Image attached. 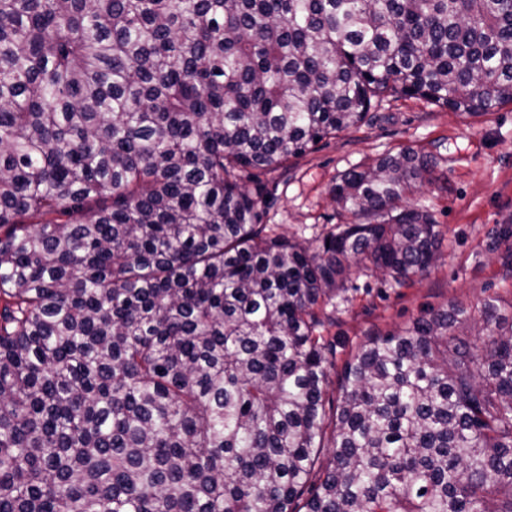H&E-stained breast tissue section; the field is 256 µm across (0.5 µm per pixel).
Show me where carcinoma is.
<instances>
[{
    "instance_id": "carcinoma-1",
    "label": "carcinoma",
    "mask_w": 512,
    "mask_h": 512,
    "mask_svg": "<svg viewBox=\"0 0 512 512\" xmlns=\"http://www.w3.org/2000/svg\"><path fill=\"white\" fill-rule=\"evenodd\" d=\"M386 97L512 103V0H0V512H512L497 299L326 398L351 268L440 255L431 157L342 174L369 221L313 250L262 223L259 175Z\"/></svg>"
}]
</instances>
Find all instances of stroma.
<instances>
[{
    "mask_svg": "<svg viewBox=\"0 0 512 512\" xmlns=\"http://www.w3.org/2000/svg\"><path fill=\"white\" fill-rule=\"evenodd\" d=\"M403 150L431 154L436 163L409 202L433 214L444 234L442 255L431 271L403 286L352 269L344 292L321 316L338 369L370 338L399 330L424 309L459 304L474 312L494 297L501 307L512 304V273L504 264L512 241L502 237L512 229V104L468 115L415 98L383 102L374 120L263 174L272 193L264 223L314 244L352 220L330 194L340 175Z\"/></svg>",
    "mask_w": 512,
    "mask_h": 512,
    "instance_id": "stroma-1",
    "label": "stroma"
}]
</instances>
